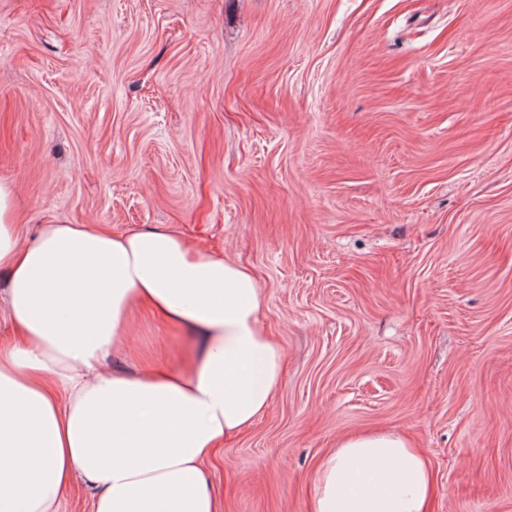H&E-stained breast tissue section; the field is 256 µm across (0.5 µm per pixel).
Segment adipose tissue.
I'll use <instances>...</instances> for the list:
<instances>
[{
  "instance_id": "1",
  "label": "adipose tissue",
  "mask_w": 512,
  "mask_h": 512,
  "mask_svg": "<svg viewBox=\"0 0 512 512\" xmlns=\"http://www.w3.org/2000/svg\"><path fill=\"white\" fill-rule=\"evenodd\" d=\"M15 222L0 179V512H62L78 482L91 512H216L204 464L282 380L256 278L169 230L44 224L23 245ZM139 310L181 333L176 358L111 367ZM432 485L412 439L363 430L320 462L311 512H429Z\"/></svg>"
}]
</instances>
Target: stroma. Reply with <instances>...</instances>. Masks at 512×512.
Wrapping results in <instances>:
<instances>
[{
	"instance_id": "stroma-1",
	"label": "stroma",
	"mask_w": 512,
	"mask_h": 512,
	"mask_svg": "<svg viewBox=\"0 0 512 512\" xmlns=\"http://www.w3.org/2000/svg\"><path fill=\"white\" fill-rule=\"evenodd\" d=\"M0 178L21 242L171 228L257 277L286 366L221 512H310L364 428L431 512H512V0H0Z\"/></svg>"
}]
</instances>
